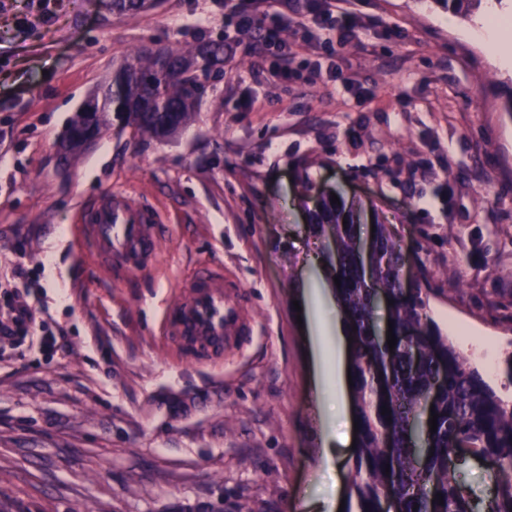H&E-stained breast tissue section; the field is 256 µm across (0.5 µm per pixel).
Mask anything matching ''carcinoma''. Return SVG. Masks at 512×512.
<instances>
[{
    "label": "carcinoma",
    "instance_id": "1",
    "mask_svg": "<svg viewBox=\"0 0 512 512\" xmlns=\"http://www.w3.org/2000/svg\"><path fill=\"white\" fill-rule=\"evenodd\" d=\"M166 72L147 48L124 58L95 109H80L67 127L68 150L81 149L82 138L117 128L133 136L164 139L185 128L199 110L205 86L199 81L213 62L224 59V44L202 48H168ZM312 230L324 239L328 262L341 281L338 299L357 328L351 353L355 413L360 443L346 512H386L385 498L396 496L401 512H512V410L505 405L426 311L422 289L401 295L403 252L387 225L375 223L373 263L359 252L360 222L342 203L323 202ZM392 293L386 320L393 322L395 349L377 336L373 287ZM442 378L441 391L432 394ZM389 413L382 414V407ZM437 413V430L425 427L424 415ZM464 446L475 457L494 456L493 489H475L468 481V462L448 467V456ZM390 472H385V468ZM443 496L444 504L434 500Z\"/></svg>",
    "mask_w": 512,
    "mask_h": 512
}]
</instances>
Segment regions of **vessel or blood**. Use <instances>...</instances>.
<instances>
[{"label": "vessel or blood", "mask_w": 512, "mask_h": 512, "mask_svg": "<svg viewBox=\"0 0 512 512\" xmlns=\"http://www.w3.org/2000/svg\"><path fill=\"white\" fill-rule=\"evenodd\" d=\"M77 235L82 246L124 275L152 270L161 248V225L154 208L128 196L105 192L92 210H77ZM240 288L225 282L220 270L182 283L168 304L163 334L178 358L211 367L251 330Z\"/></svg>", "instance_id": "obj_1"}]
</instances>
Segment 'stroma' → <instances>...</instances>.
<instances>
[{"label": "stroma", "mask_w": 512, "mask_h": 512, "mask_svg": "<svg viewBox=\"0 0 512 512\" xmlns=\"http://www.w3.org/2000/svg\"><path fill=\"white\" fill-rule=\"evenodd\" d=\"M357 40L226 26L224 0H0V292L30 303L56 348L0 344V512H319L352 480L353 421L321 400L304 286L322 287L307 231L336 194L400 241L442 335L512 390V70L468 38L481 10L346 0ZM224 39L199 112L163 141L110 130L67 156L68 121L127 53ZM294 73L280 79L283 54ZM335 62V79L314 73ZM152 204L154 272L111 279L72 243L103 191ZM24 255H16L17 243ZM218 264L249 295L251 338L213 369L155 334L172 284Z\"/></svg>", "instance_id": "35a3bbf8"}]
</instances>
